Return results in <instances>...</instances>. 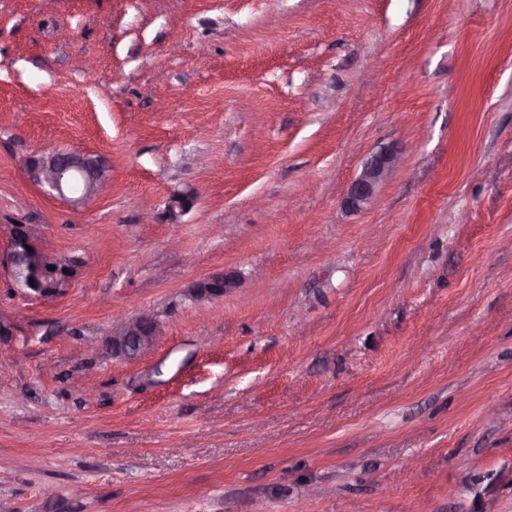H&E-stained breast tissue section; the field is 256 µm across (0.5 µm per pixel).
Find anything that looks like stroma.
<instances>
[{
    "instance_id": "35a3bbf8",
    "label": "stroma",
    "mask_w": 512,
    "mask_h": 512,
    "mask_svg": "<svg viewBox=\"0 0 512 512\" xmlns=\"http://www.w3.org/2000/svg\"><path fill=\"white\" fill-rule=\"evenodd\" d=\"M14 224L72 276L0 269V512H512V0H0ZM395 155L388 148H381L366 160L360 175L351 183L345 202L358 209L367 203L375 193L378 184L395 166ZM105 168L96 158L60 150L24 160L29 180L74 206L82 205L96 193L107 175ZM236 278L229 272L212 275L191 288L192 296L196 300H217L224 296L229 288H235ZM162 334L163 325L145 314L115 324L104 344L113 357L134 361L149 351Z\"/></svg>"
}]
</instances>
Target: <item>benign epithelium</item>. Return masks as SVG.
<instances>
[{
  "label": "benign epithelium",
  "mask_w": 512,
  "mask_h": 512,
  "mask_svg": "<svg viewBox=\"0 0 512 512\" xmlns=\"http://www.w3.org/2000/svg\"><path fill=\"white\" fill-rule=\"evenodd\" d=\"M395 166V155L388 148H382L366 160L360 175L351 183L345 202L351 208L358 209L367 203L375 193L378 184ZM27 177L33 183L74 206L83 204L102 184L107 171L103 163L87 155L51 151L24 160ZM195 196L191 192L170 199L169 214L185 211L193 206ZM38 236L35 224H14L11 226V248L7 257V267L16 287L30 289V279L49 274L43 260L27 250L29 241ZM236 286V278L228 272L212 275L191 289L197 300H217L224 292ZM33 289V288H31ZM39 297H52L58 294V288L50 285L33 289ZM163 334V325L154 317L145 314L122 320L112 327V333L104 344L112 356L134 361L149 351Z\"/></svg>",
  "instance_id": "1"
}]
</instances>
